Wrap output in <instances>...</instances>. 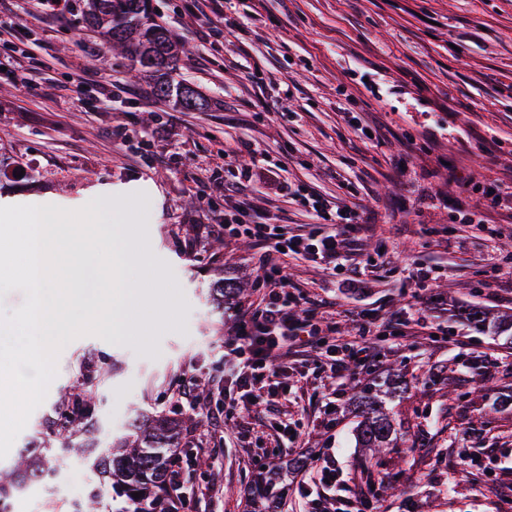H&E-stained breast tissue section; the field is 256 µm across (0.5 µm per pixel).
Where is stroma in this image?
Here are the masks:
<instances>
[{
	"label": "stroma",
	"mask_w": 512,
	"mask_h": 512,
	"mask_svg": "<svg viewBox=\"0 0 512 512\" xmlns=\"http://www.w3.org/2000/svg\"><path fill=\"white\" fill-rule=\"evenodd\" d=\"M21 28L10 54L41 44L37 87L17 90L0 73V162L24 169L0 177V206L49 203L76 210L100 190L126 193L135 242L150 277L154 304L141 336L87 335L67 343L44 403L15 439L38 436L50 406L91 369L99 382L93 436L107 447L137 412L179 419V456L196 493L192 512H244L252 479L269 458L296 457L267 435L280 418L297 428L310 452L333 449L340 474L331 507L370 485L363 467L387 479L379 489L390 512H505L501 486L512 485V341L494 325L475 328L459 315L477 305L512 313V292L491 287L484 263L491 249L512 253V237L487 241L484 224L506 213L484 208L470 178L512 184V0H224L227 25L213 30L188 15L184 0H152L158 22L185 47L175 81L207 98L203 112L177 110L149 81L132 80L126 55L108 52L99 72H85L81 42L104 36L84 24V0H73L69 23L35 14L18 0ZM268 72L257 82L254 66ZM86 75L82 107L72 103L73 77ZM368 123L372 135L350 129L344 114ZM244 139L283 165L289 180L311 182L327 196L347 184L372 230L354 265L369 288L353 293L307 261H293L288 278L301 291L325 289L336 300V326L353 334L357 312L401 311L424 290L409 265L435 268L433 290L443 302L432 326L447 344L426 337L383 347L375 365L327 377L310 356L298 357L288 380V412L259 413L224 403V341L231 316L216 315L208 288L220 281L257 298L254 249L248 239L205 237L203 225L224 213L223 194L201 196L233 180L224 151ZM406 158L404 169L396 158ZM395 373L412 387L393 405L398 446L365 461L353 429L349 388ZM206 388L220 427L192 415L174 396L183 378ZM337 393L328 406L329 393ZM479 462L482 477L466 475L461 457ZM96 482L91 463L67 455L57 476L19 496L20 512H71L69 495Z\"/></svg>",
	"instance_id": "obj_1"
}]
</instances>
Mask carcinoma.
Here are the masks:
<instances>
[{
    "mask_svg": "<svg viewBox=\"0 0 512 512\" xmlns=\"http://www.w3.org/2000/svg\"><path fill=\"white\" fill-rule=\"evenodd\" d=\"M85 24L102 30L112 47L130 57L131 68L148 78L156 95L173 98L187 111L201 112L204 96L189 84H173L171 72L180 59L177 39L159 24L151 0H86ZM240 288L222 283L211 289L209 297L215 308L224 310V301L237 296ZM411 384L396 375L387 376L367 387H359L352 401L362 420L357 428L359 444L371 455L383 454L397 445L396 427L387 401L406 394ZM96 401L89 394L76 393L52 406L49 435L45 445L30 443L19 449L12 464L0 467V506L16 494L57 474L53 443L60 450L83 455L87 449L78 438L95 418ZM175 421L163 415L133 417L121 434L112 437L106 448L93 451V466L102 477L111 480L112 512H173L171 471L179 457ZM284 484L279 474L260 473L253 481L249 499L253 512H277ZM142 493L135 498L133 494ZM102 498V487H93L74 512H93Z\"/></svg>",
    "mask_w": 512,
    "mask_h": 512,
    "instance_id": "carcinoma-1",
    "label": "carcinoma"
}]
</instances>
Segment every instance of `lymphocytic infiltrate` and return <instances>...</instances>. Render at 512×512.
<instances>
[{"instance_id":"1","label":"lymphocytic infiltrate","mask_w":512,"mask_h":512,"mask_svg":"<svg viewBox=\"0 0 512 512\" xmlns=\"http://www.w3.org/2000/svg\"><path fill=\"white\" fill-rule=\"evenodd\" d=\"M289 194L292 201L307 207L317 227L301 231L276 226L267 206L273 196ZM225 197L232 204L223 222L211 225V233L244 237L259 249L258 299L248 307H234V336L224 353V397L235 407L250 402L276 401L275 379L287 376L290 355L313 351L331 372L361 367L377 358V337H391L402 344L416 328L427 325L431 296L410 304L404 315L377 318L368 314L366 324L355 335H337L336 324L322 316L329 303L322 298L298 297L290 292L284 265L294 257L325 266L329 273L345 272L348 255L354 251L367 227L346 202H332L312 187L290 186L272 169L244 170L236 181L225 183Z\"/></svg>"}]
</instances>
